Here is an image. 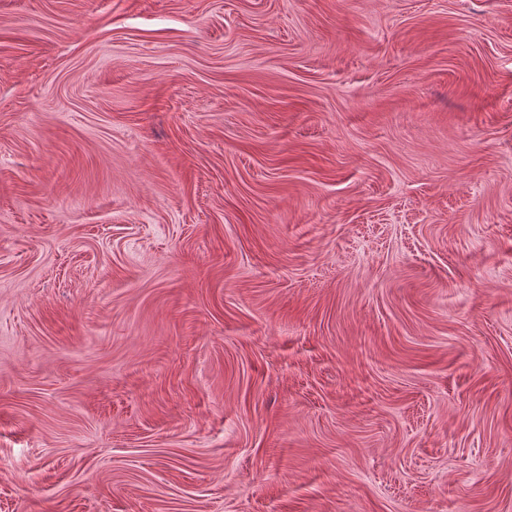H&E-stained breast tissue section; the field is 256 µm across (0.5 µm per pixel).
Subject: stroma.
<instances>
[{
    "instance_id": "1",
    "label": "stroma",
    "mask_w": 512,
    "mask_h": 512,
    "mask_svg": "<svg viewBox=\"0 0 512 512\" xmlns=\"http://www.w3.org/2000/svg\"><path fill=\"white\" fill-rule=\"evenodd\" d=\"M0 512H512V0H0Z\"/></svg>"
}]
</instances>
